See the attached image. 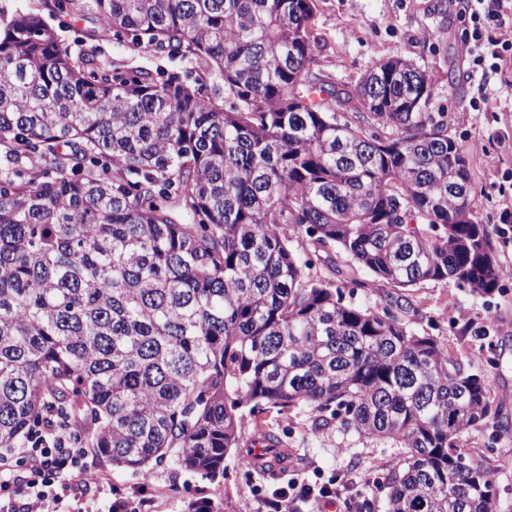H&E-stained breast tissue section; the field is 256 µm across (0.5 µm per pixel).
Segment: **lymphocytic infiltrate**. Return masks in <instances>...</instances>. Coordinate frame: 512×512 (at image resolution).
Here are the masks:
<instances>
[{
    "instance_id": "obj_1",
    "label": "lymphocytic infiltrate",
    "mask_w": 512,
    "mask_h": 512,
    "mask_svg": "<svg viewBox=\"0 0 512 512\" xmlns=\"http://www.w3.org/2000/svg\"><path fill=\"white\" fill-rule=\"evenodd\" d=\"M84 449L75 447L68 434L51 430L26 448H0V512H95L85 496L88 486L112 497V512H144L147 499L114 496L107 474L82 466ZM335 483L278 489L263 498L272 512H299L303 501L335 502Z\"/></svg>"
}]
</instances>
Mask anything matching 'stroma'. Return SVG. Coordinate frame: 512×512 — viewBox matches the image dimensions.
I'll list each match as a JSON object with an SVG mask.
<instances>
[{"label":"stroma","instance_id":"35a3bbf8","mask_svg":"<svg viewBox=\"0 0 512 512\" xmlns=\"http://www.w3.org/2000/svg\"><path fill=\"white\" fill-rule=\"evenodd\" d=\"M45 21L74 57L103 67L192 78L203 69L193 58L172 59L162 51L96 37L97 21L90 15H49ZM315 24L319 72L337 87L355 88L374 63L393 56L425 71L431 85L426 109L448 118V130L468 161L479 219L501 223L512 212V61H502L501 71L489 77L473 65L465 54L474 28L470 15L452 0H315ZM487 95L497 100L490 111L482 104ZM408 297V328L433 335L450 357L487 376L492 410L512 421V280L500 282L489 295L449 281H425L409 289ZM261 428L277 432L291 455L286 477L260 475L245 464L239 448L230 450L223 474L214 477L170 460L151 465L144 480L103 461H88L87 467L107 472L113 489L125 495L147 482L149 512H181L192 493L211 498L219 512H256L257 491L330 480L340 485L341 495L325 512H386V484L406 454L395 441L346 434L335 425L315 430L302 406L258 418L247 413L239 421L246 442ZM456 444L471 463L489 472L500 512H512V435L487 423L463 432Z\"/></svg>","mask_w":512,"mask_h":512}]
</instances>
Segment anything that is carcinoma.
Wrapping results in <instances>:
<instances>
[{
  "label": "carcinoma",
  "instance_id": "cac0c4a2",
  "mask_svg": "<svg viewBox=\"0 0 512 512\" xmlns=\"http://www.w3.org/2000/svg\"><path fill=\"white\" fill-rule=\"evenodd\" d=\"M48 7L206 69L105 70L40 11L0 17L4 160L42 162L0 180V448L64 425L133 475L169 458L214 477L243 409L303 405L411 450L387 512H499L455 445L491 417L487 380L407 327L406 296L378 312L343 292L502 281L426 74L393 57L326 83L313 0ZM337 249L369 277L336 280Z\"/></svg>",
  "mask_w": 512,
  "mask_h": 512
}]
</instances>
